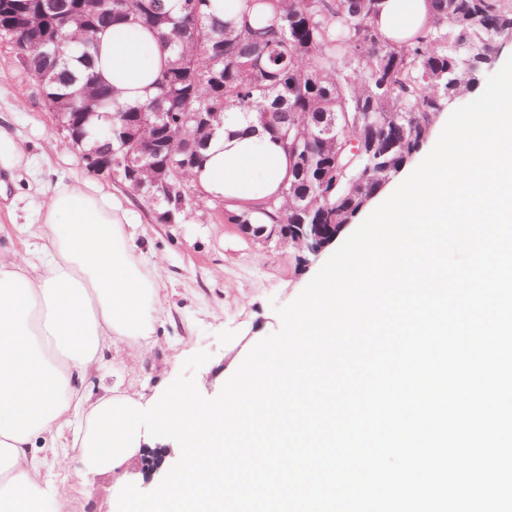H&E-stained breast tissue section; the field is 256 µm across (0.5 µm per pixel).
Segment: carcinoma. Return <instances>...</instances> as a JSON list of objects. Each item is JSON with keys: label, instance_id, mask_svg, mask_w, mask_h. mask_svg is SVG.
<instances>
[{"label": "carcinoma", "instance_id": "obj_1", "mask_svg": "<svg viewBox=\"0 0 512 512\" xmlns=\"http://www.w3.org/2000/svg\"><path fill=\"white\" fill-rule=\"evenodd\" d=\"M77 0H0V35L23 15L40 33ZM212 0H85L87 16L58 43L35 41L23 66L42 80L40 94L58 120L87 117L77 152L117 149L135 134L136 116L154 112H245L280 140L290 176L282 195L263 199L283 241L301 264L312 256L298 234L351 224L427 142L440 112L480 87L497 42L512 36V0H430L417 35L386 39L383 0H247L236 26L209 12ZM152 31L168 53L153 95L130 106L90 73L98 34L119 22ZM342 118L340 135L357 153L320 131Z\"/></svg>", "mask_w": 512, "mask_h": 512}]
</instances>
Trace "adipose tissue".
<instances>
[{
    "mask_svg": "<svg viewBox=\"0 0 512 512\" xmlns=\"http://www.w3.org/2000/svg\"><path fill=\"white\" fill-rule=\"evenodd\" d=\"M430 16L429 0H385L379 29L401 41ZM165 61L154 35L124 24L99 35L93 72L135 104L152 96ZM193 172L200 189L239 209L279 194L284 150L252 117L227 113ZM131 211L77 184L58 183L31 234L41 251L0 257V512H36L61 498L49 465L81 448L93 408L124 395L90 392L86 374L106 352L147 342L160 312L158 283L135 253Z\"/></svg>",
    "mask_w": 512,
    "mask_h": 512,
    "instance_id": "adipose-tissue-1",
    "label": "adipose tissue"
}]
</instances>
